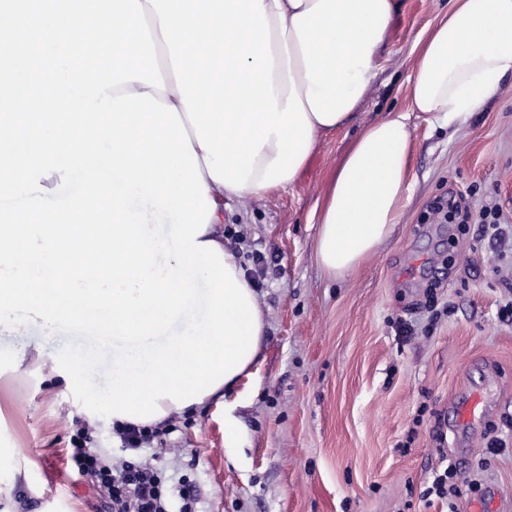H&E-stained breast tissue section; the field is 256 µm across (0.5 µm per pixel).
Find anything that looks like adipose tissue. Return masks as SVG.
I'll return each instance as SVG.
<instances>
[{"label": "adipose tissue", "mask_w": 512, "mask_h": 512, "mask_svg": "<svg viewBox=\"0 0 512 512\" xmlns=\"http://www.w3.org/2000/svg\"><path fill=\"white\" fill-rule=\"evenodd\" d=\"M164 88L215 202L201 239L223 246L225 200L295 182L321 134L347 125L380 68L395 0H141ZM512 0H450L414 46L411 110L366 127L341 160L319 211L316 255L342 278L398 224L413 149L411 112L448 125L496 96L512 73Z\"/></svg>", "instance_id": "obj_1"}]
</instances>
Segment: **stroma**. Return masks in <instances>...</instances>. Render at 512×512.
Listing matches in <instances>:
<instances>
[{"label": "stroma", "mask_w": 512, "mask_h": 512, "mask_svg": "<svg viewBox=\"0 0 512 512\" xmlns=\"http://www.w3.org/2000/svg\"><path fill=\"white\" fill-rule=\"evenodd\" d=\"M397 2L377 81L350 123L320 137L292 186L224 205V243L256 288L266 329L250 376L224 401L172 415V431L152 444L166 475L189 482L198 512H512V317L501 313L512 251L477 225L424 219L449 194L495 204L512 225V75L448 126L413 117L409 200L375 255L342 279L315 255L317 202L360 131L409 110L412 49L449 5ZM255 251L270 264L255 267ZM401 320L411 336L398 335ZM74 343L39 321L0 325V478L13 456L33 462L28 483L0 494V512L17 500L27 512H110L69 458L80 424L112 462L125 457L111 417L87 410L56 375ZM479 390L490 409L456 426L454 410ZM449 466L469 486L452 503L425 498L433 472Z\"/></svg>", "instance_id": "stroma-1"}]
</instances>
